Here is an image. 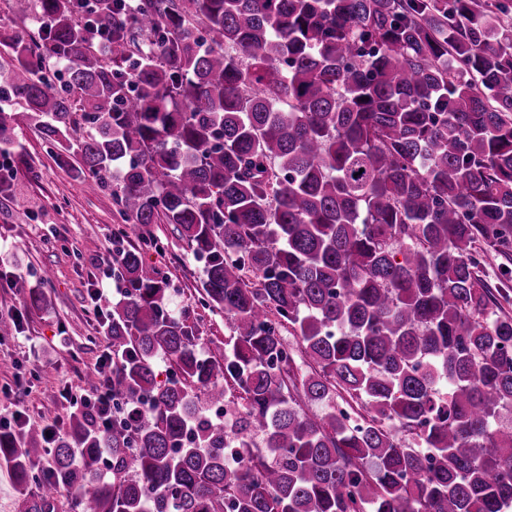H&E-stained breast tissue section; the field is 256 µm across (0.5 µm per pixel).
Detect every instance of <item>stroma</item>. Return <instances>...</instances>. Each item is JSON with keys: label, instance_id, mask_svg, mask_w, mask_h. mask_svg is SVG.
I'll return each mask as SVG.
<instances>
[{"label": "stroma", "instance_id": "1", "mask_svg": "<svg viewBox=\"0 0 512 512\" xmlns=\"http://www.w3.org/2000/svg\"><path fill=\"white\" fill-rule=\"evenodd\" d=\"M14 110L21 147L9 157L14 192L0 196V266L27 278L50 305L34 308L14 289L0 288V317L17 310L24 316L19 330L0 338V417H11L20 405L30 423L63 433L70 415L66 393L89 387L109 342L94 309H110L116 293L106 291L96 306L89 292L113 243L137 247L151 232L156 244L146 249L145 260L167 273L205 354H223L231 321L203 305L201 265L172 225L125 223L111 192H88L50 153L34 116L20 104Z\"/></svg>", "mask_w": 512, "mask_h": 512}]
</instances>
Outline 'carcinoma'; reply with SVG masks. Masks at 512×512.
<instances>
[{
  "instance_id": "1",
  "label": "carcinoma",
  "mask_w": 512,
  "mask_h": 512,
  "mask_svg": "<svg viewBox=\"0 0 512 512\" xmlns=\"http://www.w3.org/2000/svg\"><path fill=\"white\" fill-rule=\"evenodd\" d=\"M34 1L38 44L0 27V99L125 220L176 227L233 343L202 354L142 249L112 256V388L142 421L80 412L52 451L0 431L24 512H512V315L479 275L512 258L508 5L109 0L103 48L77 0L12 11Z\"/></svg>"
}]
</instances>
